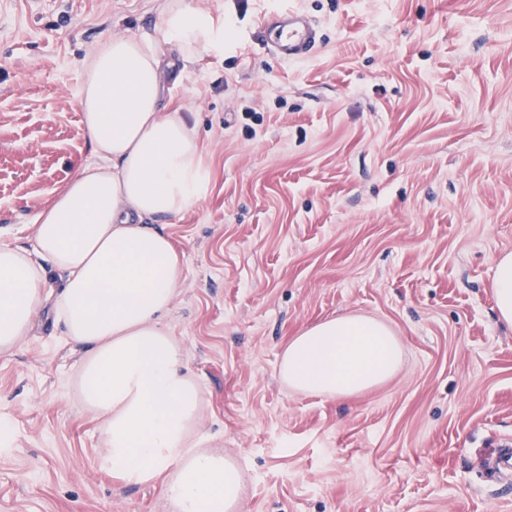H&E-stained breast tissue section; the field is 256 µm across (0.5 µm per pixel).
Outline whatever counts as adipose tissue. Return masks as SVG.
<instances>
[{
	"label": "adipose tissue",
	"mask_w": 512,
	"mask_h": 512,
	"mask_svg": "<svg viewBox=\"0 0 512 512\" xmlns=\"http://www.w3.org/2000/svg\"><path fill=\"white\" fill-rule=\"evenodd\" d=\"M227 32L209 10L166 0L153 32L100 44L78 92L94 162L37 215L34 250L0 243V355L13 354L32 316L52 304L86 352L80 391L102 421V468L128 484H161L172 512H236L245 483L242 466L198 434L201 388L164 324L184 269L150 224L209 186L194 129L160 109L161 49L220 53ZM50 269L63 280L51 292ZM401 361L386 324L344 315L295 336L279 376L295 392L334 399L382 384Z\"/></svg>",
	"instance_id": "1"
}]
</instances>
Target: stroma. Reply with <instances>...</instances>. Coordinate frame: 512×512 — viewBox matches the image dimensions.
Masks as SVG:
<instances>
[{
  "label": "stroma",
  "mask_w": 512,
  "mask_h": 512,
  "mask_svg": "<svg viewBox=\"0 0 512 512\" xmlns=\"http://www.w3.org/2000/svg\"><path fill=\"white\" fill-rule=\"evenodd\" d=\"M223 15L220 54L167 46L168 110L209 170L155 219L181 254L164 319L199 380L200 435L246 473L239 512H512V329L494 310L512 252V0H185ZM162 0H0V239L95 156L77 93L100 43L152 31ZM322 41L274 62L264 14ZM377 318L403 349L385 383L304 395L278 375L301 329ZM82 348L50 310L0 356V512H169L160 485L100 468Z\"/></svg>",
  "instance_id": "obj_1"
}]
</instances>
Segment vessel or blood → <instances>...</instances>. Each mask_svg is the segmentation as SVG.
<instances>
[{"mask_svg":"<svg viewBox=\"0 0 512 512\" xmlns=\"http://www.w3.org/2000/svg\"><path fill=\"white\" fill-rule=\"evenodd\" d=\"M262 26L269 56L279 63L310 57L320 44L313 24L305 14L288 10L267 14Z\"/></svg>","mask_w":512,"mask_h":512,"instance_id":"b4317fda","label":"vessel or blood"}]
</instances>
